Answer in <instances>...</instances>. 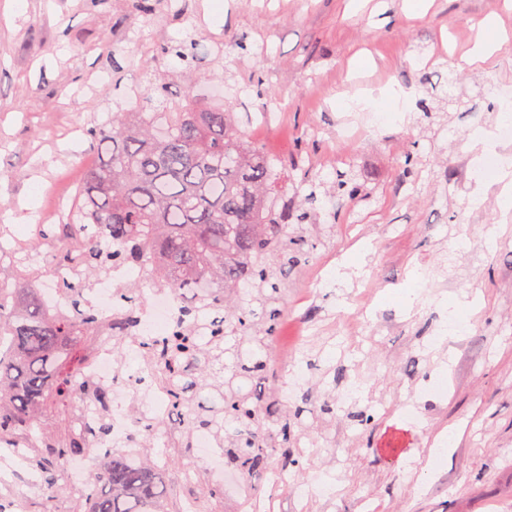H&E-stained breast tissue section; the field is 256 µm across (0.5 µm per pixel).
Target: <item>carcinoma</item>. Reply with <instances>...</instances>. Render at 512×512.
<instances>
[{
	"mask_svg": "<svg viewBox=\"0 0 512 512\" xmlns=\"http://www.w3.org/2000/svg\"><path fill=\"white\" fill-rule=\"evenodd\" d=\"M165 82L153 83L139 111L112 113L109 124L85 129L97 155L78 189L77 222L46 230L30 249L56 251L55 266L86 263L78 282L59 288L71 312H49L35 284L17 276L0 258V281L17 287L0 292V446L33 440L28 461L43 476L47 501L58 497L57 472L67 458L95 447L108 424L94 431L71 427L59 437L41 427L49 405L76 422L82 396L104 406L110 390L86 382L83 365L96 340L97 318L85 290L94 271L115 263L150 264L161 284L185 295L211 291L210 307L224 313L204 348L185 325L171 337L165 373L180 372L181 360L200 362L174 388L178 407L196 408L194 426L221 435L225 420L236 424L230 441L234 464L258 474L277 451L288 454V428L275 434L278 399L265 406L243 391V381L267 377L261 353L283 312L288 264L307 253L304 232L288 236V207L277 208L279 172L248 140L231 108H203L191 97L172 101ZM98 227L91 237L86 225ZM254 289L248 306L236 302L240 284ZM233 336L236 344L224 347ZM233 355L232 365L224 363ZM206 393V399L199 398ZM74 512H168L163 507L165 479L144 459H107L93 485L71 488Z\"/></svg>",
	"mask_w": 512,
	"mask_h": 512,
	"instance_id": "carcinoma-1",
	"label": "carcinoma"
}]
</instances>
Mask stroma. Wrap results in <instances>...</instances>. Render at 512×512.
<instances>
[{"label": "stroma", "instance_id": "35a3bbf8", "mask_svg": "<svg viewBox=\"0 0 512 512\" xmlns=\"http://www.w3.org/2000/svg\"><path fill=\"white\" fill-rule=\"evenodd\" d=\"M133 14V0H0V222H18L8 231L15 270L52 287L51 254L28 244L40 209L72 194L96 163L82 126L118 107L136 111L127 87L147 89L161 73L169 97L188 92L205 107L216 79L247 89L235 103L243 120L281 103L279 126L246 136L293 159L281 179L290 211L319 201L315 246L289 272L285 298L320 264L349 273L306 312L298 396L280 366L252 387L277 393L298 477L331 496L300 504L247 478L208 498L181 448L165 467L171 500L188 483L201 512H252L257 496L269 512H512V213L500 208L501 182L475 179L481 159L512 161V140L474 142L496 129L500 93L512 90V42L482 66H458L492 39L485 17L512 34V9L501 0H432L418 14L406 0H160L157 23ZM163 43L190 44L192 55H159ZM364 83L382 91L368 111L351 106ZM376 112L389 115L377 129ZM351 118L370 132L345 142L337 132ZM340 173L360 196L333 192ZM410 290L419 296L411 310ZM449 305L464 330L445 341L436 313ZM435 378L446 396H421Z\"/></svg>", "mask_w": 512, "mask_h": 512}]
</instances>
